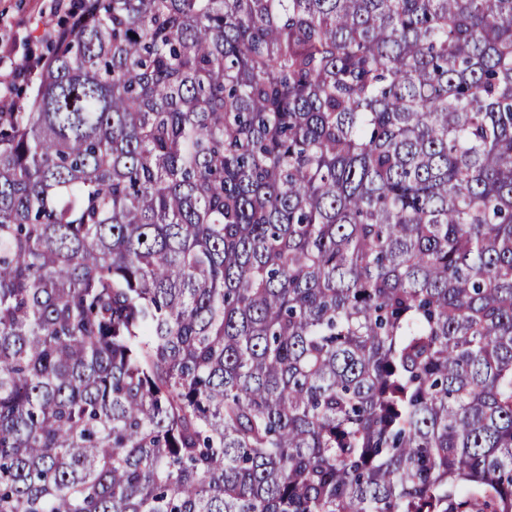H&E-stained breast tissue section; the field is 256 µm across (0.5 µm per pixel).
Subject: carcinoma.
<instances>
[{
    "label": "carcinoma",
    "instance_id": "obj_1",
    "mask_svg": "<svg viewBox=\"0 0 512 512\" xmlns=\"http://www.w3.org/2000/svg\"><path fill=\"white\" fill-rule=\"evenodd\" d=\"M0 112V512H512V0H82Z\"/></svg>",
    "mask_w": 512,
    "mask_h": 512
}]
</instances>
